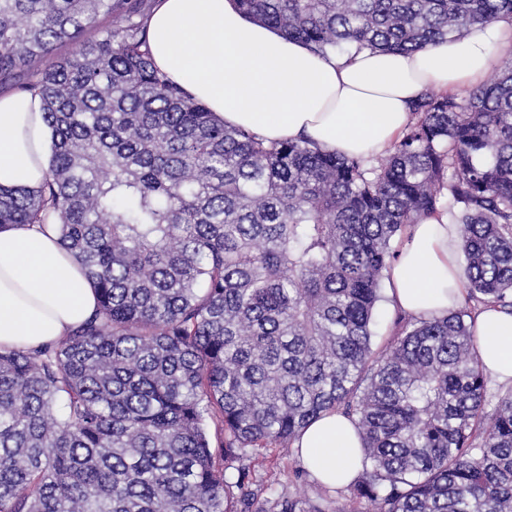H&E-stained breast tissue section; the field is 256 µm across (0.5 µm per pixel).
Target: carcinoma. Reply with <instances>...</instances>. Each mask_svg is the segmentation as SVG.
<instances>
[{
  "mask_svg": "<svg viewBox=\"0 0 512 512\" xmlns=\"http://www.w3.org/2000/svg\"><path fill=\"white\" fill-rule=\"evenodd\" d=\"M235 2L350 57L512 16V0ZM100 14L112 30L83 40ZM1 81L41 97L52 155L40 187H0V225L58 223L98 308L54 344L0 349V512H325L284 489L255 503L224 461L291 449L330 413L364 452L334 512H512V392L486 412L471 310L372 347L391 239L441 211L465 302L512 314V59L464 97L421 93L369 158L216 121L156 67L135 0H0Z\"/></svg>",
  "mask_w": 512,
  "mask_h": 512,
  "instance_id": "1",
  "label": "carcinoma"
}]
</instances>
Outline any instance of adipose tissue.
<instances>
[{
	"mask_svg": "<svg viewBox=\"0 0 512 512\" xmlns=\"http://www.w3.org/2000/svg\"><path fill=\"white\" fill-rule=\"evenodd\" d=\"M147 29L158 68L225 124L269 142L308 140L345 157L381 154L410 123L419 94L476 85L512 53V20L500 19L416 52L323 56L241 13L234 0H158ZM49 154L40 97L1 94L0 186L38 187ZM406 233L390 268L393 305L416 317L447 314L463 291L457 225L443 212ZM96 306L93 284L54 224L0 227V348L50 343ZM474 334L486 373L512 384V315L481 307ZM295 448L303 467L330 489L346 487L363 470L360 434L340 414L312 422Z\"/></svg>",
	"mask_w": 512,
	"mask_h": 512,
	"instance_id": "1",
	"label": "adipose tissue"
}]
</instances>
